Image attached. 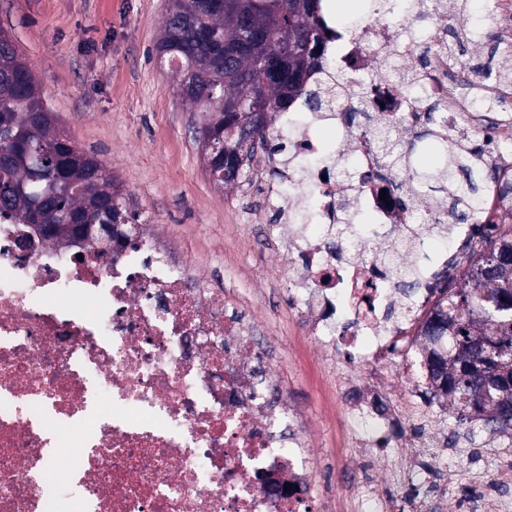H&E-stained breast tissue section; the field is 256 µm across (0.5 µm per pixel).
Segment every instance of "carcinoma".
Listing matches in <instances>:
<instances>
[{"mask_svg":"<svg viewBox=\"0 0 512 512\" xmlns=\"http://www.w3.org/2000/svg\"><path fill=\"white\" fill-rule=\"evenodd\" d=\"M163 35L156 45L160 62L175 68L179 91L198 112V143L213 144L202 154L216 184L238 180L255 150L276 137L274 112L294 100L319 106L329 92L309 85L321 68L318 47L326 27L320 0H296L294 11L272 18L273 0H243L241 14L224 11V0H171ZM313 34L298 44L299 31ZM238 49L232 71H224V47ZM255 102L266 118L253 125L226 105ZM483 173L468 157H448L440 177L424 178L454 198L449 216L460 221L479 207ZM0 219L17 224H51L42 238L71 242V222L134 224L124 193L106 167L81 151L61 130L41 97L33 74L10 37L0 30ZM475 288H451L436 300L424 335L436 345L428 368L435 387L451 400L461 421L486 414L494 429H512V228L471 265Z\"/></svg>","mask_w":512,"mask_h":512,"instance_id":"obj_1","label":"carcinoma"}]
</instances>
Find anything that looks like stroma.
I'll return each instance as SVG.
<instances>
[{"instance_id":"stroma-1","label":"stroma","mask_w":512,"mask_h":512,"mask_svg":"<svg viewBox=\"0 0 512 512\" xmlns=\"http://www.w3.org/2000/svg\"><path fill=\"white\" fill-rule=\"evenodd\" d=\"M170 0H0V28L29 65L46 105L71 141L93 155L121 184L143 224L157 225L176 246L210 263L213 287L233 295L251 287L258 313L274 309L283 285L277 254L249 241L224 265V235L233 224H273L267 187L275 169L264 154L244 168L238 185L209 176L192 128L188 102L174 73L161 66L155 46ZM280 330L299 373L284 383L291 401L317 408V438L341 436L321 409L332 396L324 386L327 358L288 316ZM352 449L336 448L337 465Z\"/></svg>"}]
</instances>
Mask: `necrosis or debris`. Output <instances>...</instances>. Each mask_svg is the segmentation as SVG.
I'll return each mask as SVG.
<instances>
[{"label":"necrosis or debris","instance_id":"obj_1","mask_svg":"<svg viewBox=\"0 0 512 512\" xmlns=\"http://www.w3.org/2000/svg\"><path fill=\"white\" fill-rule=\"evenodd\" d=\"M466 0H409L357 24L331 13L313 85L339 82L338 103L297 100L271 194L287 218L290 307L343 364L346 439L361 457L400 449L387 499L363 482L327 512H442L470 458L463 512H512V472L499 436L472 457L439 427L423 324L437 290L465 278L463 258L512 223V81L475 73L442 50V26L480 46L495 35L512 67V0H492L489 25ZM434 131L433 172L475 133L486 176L476 217L448 221L447 200L386 163L372 131L409 148ZM0 224V512H315L321 458L303 415L276 395L256 320L208 288L193 258L172 255L154 226L137 241L60 245Z\"/></svg>","mask_w":512,"mask_h":512}]
</instances>
